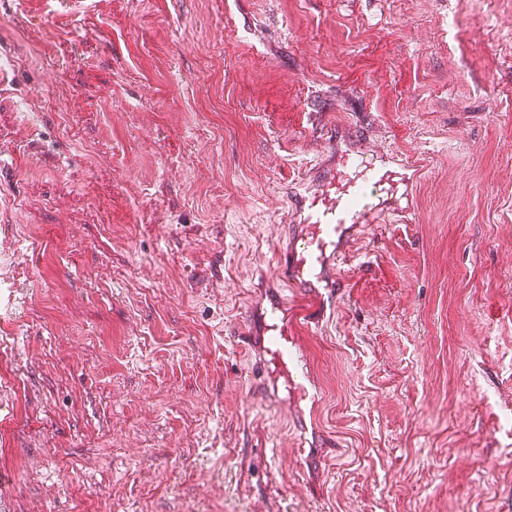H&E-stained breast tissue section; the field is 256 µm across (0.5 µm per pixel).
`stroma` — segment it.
Listing matches in <instances>:
<instances>
[{"mask_svg":"<svg viewBox=\"0 0 512 512\" xmlns=\"http://www.w3.org/2000/svg\"><path fill=\"white\" fill-rule=\"evenodd\" d=\"M510 17L0 0V279L40 286L0 333L10 512H512ZM366 136L421 166L413 211L354 241L342 294L307 298L316 399L253 409L250 388L294 395L247 313L277 285L264 226L296 222L268 202Z\"/></svg>","mask_w":512,"mask_h":512,"instance_id":"1","label":"stroma"}]
</instances>
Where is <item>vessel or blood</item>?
<instances>
[{
    "label": "vessel or blood",
    "instance_id": "obj_1",
    "mask_svg": "<svg viewBox=\"0 0 512 512\" xmlns=\"http://www.w3.org/2000/svg\"><path fill=\"white\" fill-rule=\"evenodd\" d=\"M383 155L381 140L366 141L354 154L343 157L337 171L323 175L295 198L301 218L297 231L285 233L280 224L265 227L267 237L286 243L276 270L280 294L275 298L256 295L252 306L265 320L266 351L287 377H297L300 368L288 325L289 301H303L309 288L345 287L341 267L353 240L386 223L388 216L403 219L412 210L417 169L406 164L376 167Z\"/></svg>",
    "mask_w": 512,
    "mask_h": 512
}]
</instances>
